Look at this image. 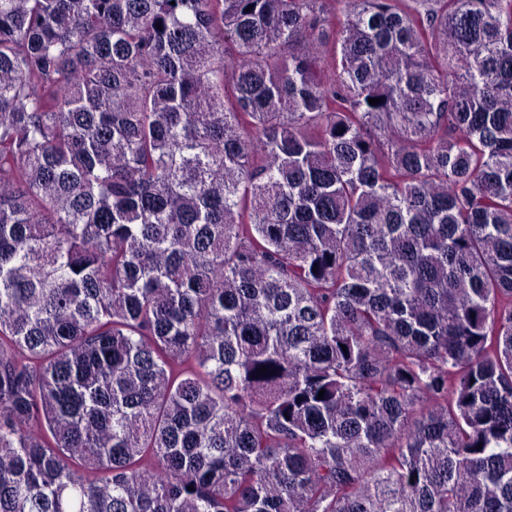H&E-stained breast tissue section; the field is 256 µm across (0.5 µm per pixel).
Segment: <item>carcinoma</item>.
Listing matches in <instances>:
<instances>
[{"label":"carcinoma","mask_w":512,"mask_h":512,"mask_svg":"<svg viewBox=\"0 0 512 512\" xmlns=\"http://www.w3.org/2000/svg\"><path fill=\"white\" fill-rule=\"evenodd\" d=\"M0 512H512V0H0Z\"/></svg>","instance_id":"cac0c4a2"}]
</instances>
